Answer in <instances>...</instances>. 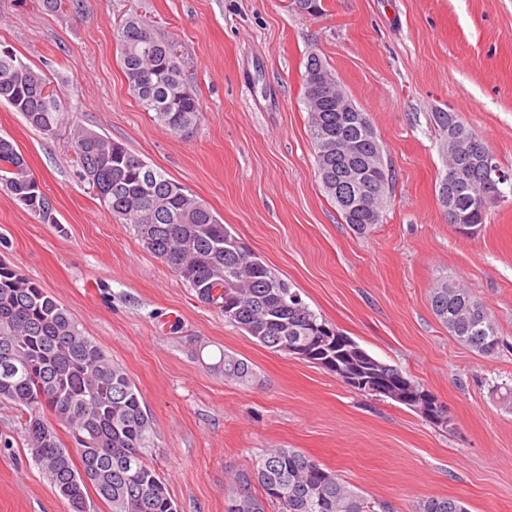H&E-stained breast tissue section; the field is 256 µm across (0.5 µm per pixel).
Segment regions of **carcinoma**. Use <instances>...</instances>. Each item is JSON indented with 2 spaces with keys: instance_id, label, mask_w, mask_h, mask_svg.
Wrapping results in <instances>:
<instances>
[{
  "instance_id": "carcinoma-1",
  "label": "carcinoma",
  "mask_w": 512,
  "mask_h": 512,
  "mask_svg": "<svg viewBox=\"0 0 512 512\" xmlns=\"http://www.w3.org/2000/svg\"><path fill=\"white\" fill-rule=\"evenodd\" d=\"M120 63L139 105L169 132L186 135L201 120L198 98L188 86L175 45L132 15L118 30ZM324 82L336 89L335 74L317 54L305 63L303 85L311 138L316 148L318 177L336 199V172L343 163L341 143L351 140L359 155L382 148L368 115L366 125L349 112H338L331 100H317L315 86ZM49 79L14 51L0 50V100L23 115L34 128L51 134L62 123L56 95L42 96ZM74 160L82 178L108 186L96 198L112 215L135 229L144 247L173 270H193L185 282L197 299L224 312V319L244 330L264 347L287 352L292 343L312 344L317 333L309 324L326 325L294 295L290 285L263 263L252 266L246 253L224 251L226 226L203 202L163 171L111 138L83 127L71 135ZM448 221L460 228L481 226L488 209L483 200L502 189L512 196V184L489 182L467 159L456 162ZM151 169L154 183L145 195L143 171ZM365 179L381 188L386 200L393 175L384 162L364 170ZM0 182L24 204L28 186L36 179L13 143L0 137ZM43 223H56L47 195L40 210L25 204ZM344 223L359 234L380 223L381 212L350 210L338 205ZM231 302L236 314L224 311ZM434 314L459 342L492 354L499 337L491 313L469 290L445 281L432 289ZM10 351L16 371H0V400L20 411L23 436L31 457L63 498L70 512H90L88 487H93L110 512H177L167 485L148 452L156 447L155 432L139 390L123 368L85 336L68 310L39 284L16 268L0 262V353ZM214 367L224 380L244 384L252 377L248 363L220 353ZM51 414L47 420L45 414ZM65 427L73 446L60 439L55 425ZM91 474V483L81 473ZM387 512L388 507L353 491L335 472L293 448L262 454L252 471L235 481L225 512ZM454 497H429L411 512H460Z\"/></svg>"
}]
</instances>
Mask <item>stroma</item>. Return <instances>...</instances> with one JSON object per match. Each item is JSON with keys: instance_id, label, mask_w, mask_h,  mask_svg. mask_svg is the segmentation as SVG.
I'll return each instance as SVG.
<instances>
[{"instance_id": "35a3bbf8", "label": "stroma", "mask_w": 512, "mask_h": 512, "mask_svg": "<svg viewBox=\"0 0 512 512\" xmlns=\"http://www.w3.org/2000/svg\"><path fill=\"white\" fill-rule=\"evenodd\" d=\"M0 0V48L57 91L56 134L0 103L11 138L49 197L45 224L0 186V260L37 281L122 367L152 417L151 461L178 512H224L238 474L265 450L293 448L350 488L410 512L431 496L469 512H512V201L463 235L438 200L445 173L436 112H454L512 168V0ZM137 14L177 47L203 117L187 137L139 106L116 28ZM318 54L370 118L393 186L380 224H344L316 169L302 75ZM127 146L204 201L318 316L444 404V431L330 371L256 343L227 322L116 220L79 176L73 126ZM492 313L500 344L483 355L436 318L440 281ZM247 360L225 381L220 352ZM0 512H69L0 401ZM213 365L215 369L224 371V379L227 382L244 384L252 377L248 363L228 352L220 353L219 360Z\"/></svg>"}]
</instances>
